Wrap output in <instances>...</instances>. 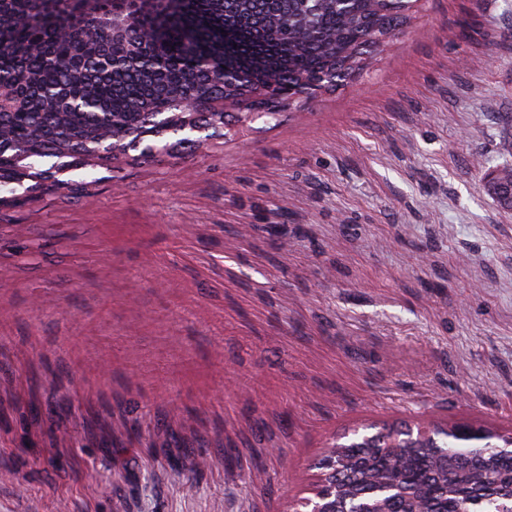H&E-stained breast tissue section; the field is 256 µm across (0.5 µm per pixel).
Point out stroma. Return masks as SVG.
<instances>
[{
    "instance_id": "obj_1",
    "label": "stroma",
    "mask_w": 512,
    "mask_h": 512,
    "mask_svg": "<svg viewBox=\"0 0 512 512\" xmlns=\"http://www.w3.org/2000/svg\"><path fill=\"white\" fill-rule=\"evenodd\" d=\"M278 112L0 210V512H290L370 425L512 427V0ZM484 186L501 207L512 209L511 167L489 171L484 177Z\"/></svg>"
}]
</instances>
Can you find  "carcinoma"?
I'll list each match as a JSON object with an SVG mask.
<instances>
[{
    "label": "carcinoma",
    "mask_w": 512,
    "mask_h": 512,
    "mask_svg": "<svg viewBox=\"0 0 512 512\" xmlns=\"http://www.w3.org/2000/svg\"><path fill=\"white\" fill-rule=\"evenodd\" d=\"M413 0H195L191 16L167 29L142 54L136 66L106 73L94 60L79 77L70 61L84 34L60 38L43 26L15 21L0 43V87L19 78L14 53L23 50L30 73L44 74L37 101L29 108L3 111V158L34 140L36 162L56 156L61 139H77L95 128L97 113L112 114L117 131L144 127L149 119L168 116L172 96L213 98L231 103L240 95L209 77L203 61L224 59V42L191 54L185 28L205 23L236 29L249 50L231 59L257 86H274L292 96L305 85L322 88L329 70L343 82L365 66L378 47L374 38L403 26ZM436 426L432 438L408 440L403 426H391L338 448L336 510L376 507L382 512H512V454L498 448L509 436L475 425V434L454 433Z\"/></svg>",
    "instance_id": "obj_1"
}]
</instances>
